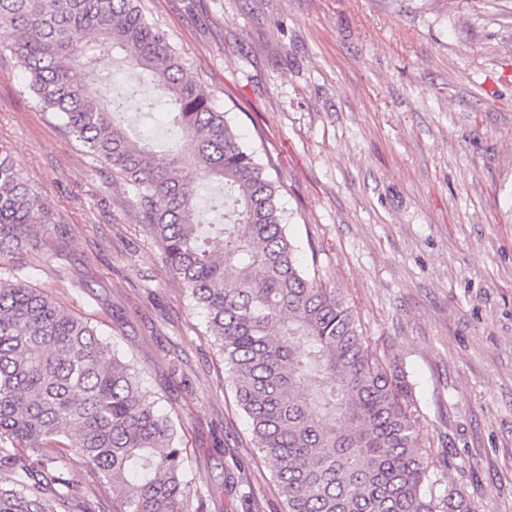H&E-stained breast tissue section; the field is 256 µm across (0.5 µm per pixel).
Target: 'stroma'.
Returning <instances> with one entry per match:
<instances>
[{"label":"stroma","instance_id":"35a3bbf8","mask_svg":"<svg viewBox=\"0 0 512 512\" xmlns=\"http://www.w3.org/2000/svg\"><path fill=\"white\" fill-rule=\"evenodd\" d=\"M280 187L307 271L398 354L439 487L512 512V0H142ZM0 144L54 211L31 281L98 326L180 422L185 479L279 512L268 471L134 194L94 165L0 44ZM112 512L120 487L71 460ZM238 473L234 471H230L228 469L224 470V482L225 484L232 483L235 484V488L238 487L240 493V499L242 502L243 512H263L260 509V505L258 501L253 497L251 493V479L247 474L241 472L240 469ZM246 489L248 491H246Z\"/></svg>","mask_w":512,"mask_h":512}]
</instances>
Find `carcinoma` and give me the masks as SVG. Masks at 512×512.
Segmentation results:
<instances>
[{
  "mask_svg": "<svg viewBox=\"0 0 512 512\" xmlns=\"http://www.w3.org/2000/svg\"><path fill=\"white\" fill-rule=\"evenodd\" d=\"M0 37L43 111L134 191L165 268L206 315L283 512H471L456 486L434 492L403 368L301 267L279 185L142 0H0ZM105 55L148 77L154 101L131 83L89 98ZM149 106L168 115L161 160L125 120ZM199 183L222 187V223L199 206ZM53 223L0 145V512H97L70 485L73 458L124 488L112 512H186L177 423L94 324L29 281L22 256ZM224 482L261 512L247 474L226 469Z\"/></svg>",
  "mask_w": 512,
  "mask_h": 512,
  "instance_id": "cac0c4a2",
  "label": "carcinoma"
}]
</instances>
